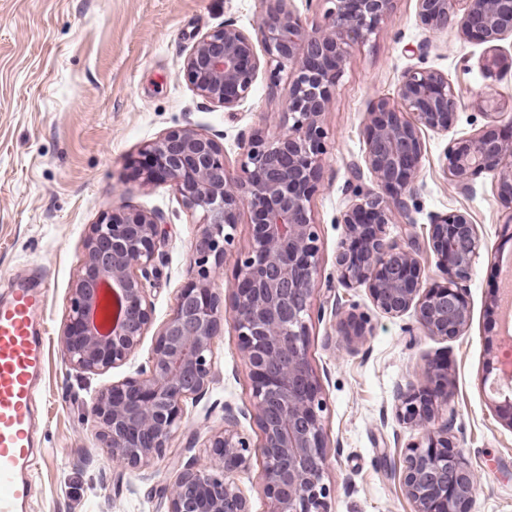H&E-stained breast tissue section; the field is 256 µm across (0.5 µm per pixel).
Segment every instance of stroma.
I'll use <instances>...</instances> for the list:
<instances>
[{
    "label": "stroma",
    "mask_w": 512,
    "mask_h": 512,
    "mask_svg": "<svg viewBox=\"0 0 512 512\" xmlns=\"http://www.w3.org/2000/svg\"><path fill=\"white\" fill-rule=\"evenodd\" d=\"M261 0H0V298L15 276L48 287L41 322L46 365L39 379L37 465L28 512H162L157 491L173 481L186 446L209 459L205 442L224 425V407L249 410L248 369L230 324L214 344L217 382L187 401L184 419L164 458L140 472L119 473L88 419L93 390L135 375L154 345L145 336L131 359L102 375L72 370L61 354L73 279L84 259L83 239L111 207L126 203L160 211L167 233L160 275L151 291L154 326L168 318L175 298L196 274L191 245L197 216L169 182L144 183L135 170L142 148L167 131L190 127L224 148L231 175L240 172L244 143L254 133L273 139L284 130L287 72L261 64L248 98L229 112L193 91L185 60L204 34L233 22L256 34ZM429 42L424 56L413 55ZM483 44L424 25L417 0H394L377 34L351 48L332 104L321 119L325 164L311 200L320 246L318 289L310 318L308 356L327 403L326 481L334 489L328 512H414L397 467L420 432L397 416L395 391L418 381L427 361L448 364L451 440L475 470L469 512H512V409L499 391L502 256H512L508 214L490 175L461 193L444 171L451 140L478 132L505 137L508 117L487 118L478 100H512V72L482 73ZM411 66L445 73L462 106L445 132L423 130L424 155L409 200L412 225L391 224L389 236L415 240L420 288L441 282L430 241L434 215L468 213L481 242L467 293L469 321L458 336L426 334L414 312L391 316L372 302L366 286L343 287L336 255L346 237L337 218L348 201L351 161L365 148L367 112L394 95ZM251 237L241 214L213 288L227 296ZM365 327L362 341L339 336L338 313Z\"/></svg>",
    "instance_id": "stroma-1"
}]
</instances>
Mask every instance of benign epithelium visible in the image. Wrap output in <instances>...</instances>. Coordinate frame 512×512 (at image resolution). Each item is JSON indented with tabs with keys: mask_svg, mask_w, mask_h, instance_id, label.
<instances>
[{
	"mask_svg": "<svg viewBox=\"0 0 512 512\" xmlns=\"http://www.w3.org/2000/svg\"><path fill=\"white\" fill-rule=\"evenodd\" d=\"M324 24L310 28L295 0H263L258 37L268 63L288 68L285 132L275 139L255 133L244 144L241 174L227 169L223 147L189 127L175 128L141 151L146 183H172L184 208L200 214L192 253L196 277L180 290L155 333L148 369L105 384L91 395L90 417L122 470H140L164 457L181 426L184 405L216 383L214 343L221 329L222 299L214 277L224 267L230 230L240 211H251V241L237 263L228 320L252 381L253 412L262 431L256 444L241 433L234 408L224 405V428L211 435V460L192 455L178 462L175 480L159 489L166 512H251L235 475L262 459L258 476L269 512H327L333 489L325 482L326 440L317 377L307 356L309 309L317 290L319 234L310 208L323 166L321 116L333 97L352 45L375 34L393 0H324ZM421 20L434 30L457 28L488 45L485 69L512 70V56L497 42L512 37V0H417ZM260 68L253 37L231 22L203 35L191 49L185 75L198 95L230 111L252 91ZM461 100L448 76L411 67L395 94L368 112L356 177L369 172L375 187L356 185L338 223L346 240L337 255L341 283L365 285L373 304L391 316L414 310L429 335L457 336L468 319L467 291L480 242L466 212L436 214L432 248L445 281L418 288L416 252L390 238L386 226L412 223L406 195L423 157L420 133L448 131ZM444 168L463 193L482 175L498 179L511 209L512 139L473 134L450 143ZM163 215L123 204L104 213L83 241L85 259L73 284L61 338L66 363L101 375L126 364L153 324L149 287L165 244ZM104 312L94 322L96 311ZM400 420L421 430L406 446L399 475L415 512H466L476 477L453 450L450 425H431L434 399L428 386L408 384L396 393Z\"/></svg>",
	"mask_w": 512,
	"mask_h": 512,
	"instance_id": "benign-epithelium-1",
	"label": "benign epithelium"
}]
</instances>
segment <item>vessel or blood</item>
<instances>
[{"label":"vessel or blood","mask_w":512,"mask_h":512,"mask_svg":"<svg viewBox=\"0 0 512 512\" xmlns=\"http://www.w3.org/2000/svg\"><path fill=\"white\" fill-rule=\"evenodd\" d=\"M45 299L27 283L0 301V512H24L32 467V385L43 369L36 327Z\"/></svg>","instance_id":"1"}]
</instances>
